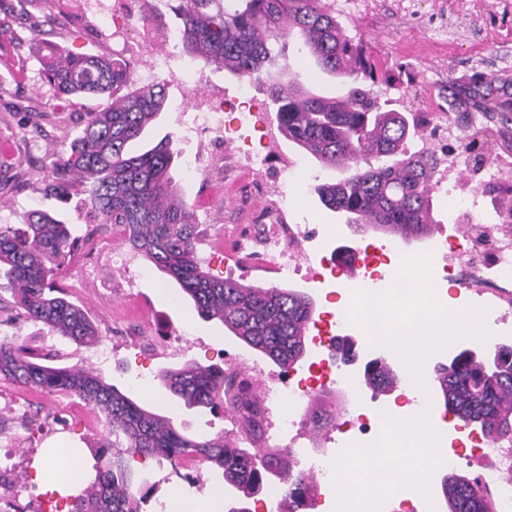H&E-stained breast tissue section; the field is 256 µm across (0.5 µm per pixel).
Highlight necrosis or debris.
I'll return each mask as SVG.
<instances>
[{
	"instance_id": "1",
	"label": "necrosis or debris",
	"mask_w": 512,
	"mask_h": 512,
	"mask_svg": "<svg viewBox=\"0 0 512 512\" xmlns=\"http://www.w3.org/2000/svg\"><path fill=\"white\" fill-rule=\"evenodd\" d=\"M125 56L140 65L141 78L151 80L168 64L166 54L154 51L149 32L136 33L124 41ZM193 119L185 124L186 141L209 139L219 147L231 148L240 158L250 157L253 144L264 149L265 159L277 155L274 134L258 119L262 109L256 98L255 82L240 80L232 97L212 91L196 98L191 105ZM426 109L432 112L422 149L435 152L438 158L436 188L445 192L456 213L468 217L483 211L485 194L481 186L460 188L459 176L473 157L481 152V136L477 132L474 114L461 108L446 109L436 101H429ZM297 175L296 164L284 165L275 181L258 182L252 192L256 195L277 196L274 212L258 216L259 245H268L267 234L277 229L288 245L281 251L282 268L292 274H305L307 279L321 278L323 271L331 269L329 259L314 263L307 242L313 241L312 228L306 224L287 221L288 183ZM397 244L387 247H365L364 276L358 286L373 297L390 289L394 281L381 271L388 264L389 253L398 252ZM436 269L450 287L465 286L472 299L495 324L489 336L490 343L512 336V307L503 303L512 297V216L497 211L491 221L473 225L464 236L444 238L436 247ZM350 366H330L326 359L314 357L304 376L294 374L272 381L266 387L270 405L282 406L278 417L280 433L295 426L296 416L306 397L315 386H328L339 392H352Z\"/></svg>"
}]
</instances>
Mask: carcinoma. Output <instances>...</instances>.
Wrapping results in <instances>:
<instances>
[{"mask_svg":"<svg viewBox=\"0 0 512 512\" xmlns=\"http://www.w3.org/2000/svg\"><path fill=\"white\" fill-rule=\"evenodd\" d=\"M183 54L206 67L267 86L275 118L288 140L322 164L347 175L320 184L315 192L331 211L342 209L357 224L405 240L426 234L437 158L409 151L407 141L426 135L414 120L385 110L378 91L395 82L392 71L346 35L333 0H176ZM297 34L321 72L350 80L346 95L328 98L308 91L311 75L281 79L274 45ZM43 76L59 99L109 94L104 109L87 112L68 155L53 164L51 191L89 193L98 223L124 227L132 247L174 280L204 320L221 322L233 335L281 366L301 357L312 300L293 289L246 285L206 271L197 254L198 225L177 196L171 176L172 141L130 155L128 147L162 111L167 83L137 87L129 64L120 58L71 55L50 43L42 48ZM445 89L462 93L475 112L489 113L512 130V78L476 75L466 82L448 79ZM72 246L67 225L48 212H32L24 228L0 225V278L14 290V305L26 317L86 346L100 341L88 314L56 287L54 272ZM58 355L42 354L26 342L0 341V376L49 393L76 396L103 415L112 447L122 453L106 458L100 449L95 476L78 494L62 498L67 512H141V484L124 456L190 458L221 470L224 485L245 496L263 489L265 475L285 485L287 512L307 501L311 485L292 477L286 452L251 453L219 436L195 440L180 433L168 418L140 406L132 397L81 367L55 366ZM494 368L465 353L435 371L446 409L491 436L512 433V350H494ZM369 386L385 392L397 378L388 364L366 369ZM160 384L189 407L216 412L231 408L243 432L254 436L257 398L231 392L224 368L186 363L165 368ZM473 477L448 476L450 512H487Z\"/></svg>","mask_w":512,"mask_h":512,"instance_id":"carcinoma-1","label":"carcinoma"}]
</instances>
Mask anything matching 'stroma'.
<instances>
[{"label": "stroma", "mask_w": 512, "mask_h": 512, "mask_svg": "<svg viewBox=\"0 0 512 512\" xmlns=\"http://www.w3.org/2000/svg\"><path fill=\"white\" fill-rule=\"evenodd\" d=\"M118 0H0V224L21 227L22 217L45 210L67 224L74 235L93 223L87 193L74 191L63 199L50 196V166L57 151L68 147L79 131L80 115L104 108L109 95L73 98L71 106L55 112L54 90L43 79L41 43L50 42L75 54L117 58L127 37L125 25H113L112 12ZM159 51L181 56V45L169 41L180 22L168 0H144L141 12ZM346 34L363 41L368 51L391 67L395 86L387 93L389 108L402 109L408 77L425 95H436L449 74L488 70L512 75V0H376L373 11L353 18L338 13ZM448 32L444 48L427 46L429 28ZM167 98L162 111L137 148H150L170 138L174 151L172 176L179 196L187 202L198 226L197 253L213 275L231 277L254 286L290 288L310 296L314 317L333 308L336 298L328 288L311 284L298 275H282L278 249L261 250L244 244L240 236L252 227L254 214L271 198H258L249 188L260 180L271 181L282 164L299 162L309 172L306 180L292 184L299 223L316 225L322 239L336 235V214L326 209L315 192L317 185L336 181L339 169L328 167L280 138L278 155L271 162L225 157L224 169L210 170L215 152L204 142L186 143L178 122L180 110L194 97L218 89L233 94L236 77L223 70L197 67L195 74H167ZM200 156L205 172L195 178L184 173L187 152ZM142 276L137 286L128 284L126 271L102 262L98 275H85L78 255H71L57 273V284L73 303L89 315L104 342L112 349L109 359H100L95 348L56 335L46 326L13 310L9 324H0V339L28 341L59 353L60 365L89 369L106 383L156 414L170 418L184 435L224 438L242 448L279 445L288 449L293 475L315 485L318 473L306 467L300 449L335 452L341 430L350 415L337 408L332 423L313 427L308 413H300L288 437L277 430H263L251 439L243 433L230 411L210 413L187 407L183 400L161 386L160 369L188 362L223 365L225 355L239 354L262 361L265 377L253 379L252 391L265 398L268 380L282 377L276 362L247 346L219 321L200 318L193 305L178 300L177 284L144 256L133 264ZM181 336L173 345V336ZM142 378L143 388L131 389L133 378ZM112 436L97 422L95 413L79 398L50 394L0 377V463L12 470L13 496L25 512H41L48 498L33 481L34 465L43 449L66 444L84 451L86 463L95 464L101 445ZM130 466L140 472L151 488V498L177 492L185 497L215 490L218 475L209 465L195 466L182 460L178 466H158L156 460L135 457Z\"/></svg>", "instance_id": "stroma-1"}]
</instances>
